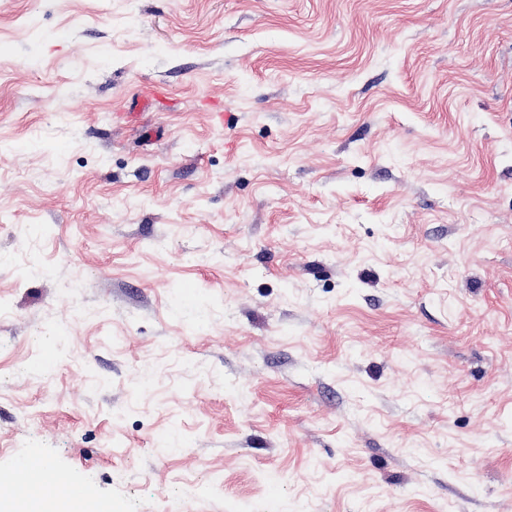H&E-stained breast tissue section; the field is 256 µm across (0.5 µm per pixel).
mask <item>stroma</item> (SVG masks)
Masks as SVG:
<instances>
[{
  "mask_svg": "<svg viewBox=\"0 0 512 512\" xmlns=\"http://www.w3.org/2000/svg\"><path fill=\"white\" fill-rule=\"evenodd\" d=\"M112 512H512V0H0V476ZM13 474L8 477H0V486L9 484ZM10 484L11 493L21 510L26 508L27 499L34 487L60 489L73 504L79 507L84 505V498L80 489L70 484V482H65L56 470L40 462H35L32 468L26 466L18 469L15 479Z\"/></svg>",
  "mask_w": 512,
  "mask_h": 512,
  "instance_id": "stroma-1",
  "label": "stroma"
}]
</instances>
